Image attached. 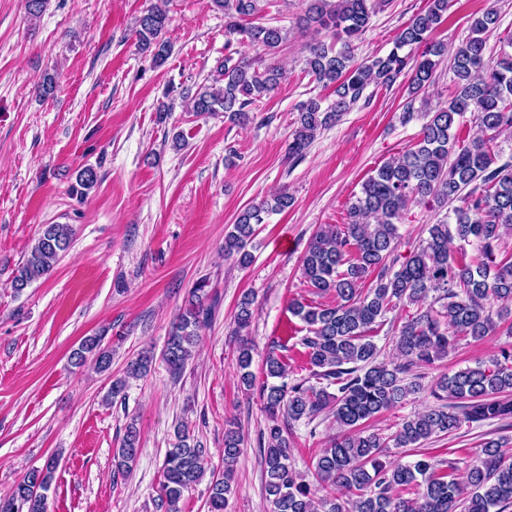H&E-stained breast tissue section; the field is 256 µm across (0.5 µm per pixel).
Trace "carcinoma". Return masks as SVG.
<instances>
[{"label":"carcinoma","mask_w":512,"mask_h":512,"mask_svg":"<svg viewBox=\"0 0 512 512\" xmlns=\"http://www.w3.org/2000/svg\"><path fill=\"white\" fill-rule=\"evenodd\" d=\"M224 10V33L243 47L263 48L270 56L288 41L281 26L261 21L262 0H212ZM449 0H429L428 9L414 16L398 34L387 55L358 62L353 43L366 30L375 11L369 0H306L301 28L316 37L305 46V71L334 99L310 97L298 106L297 128L288 152L300 157L316 133L351 111L371 86H390L410 72L411 93L425 92L435 82L443 59L452 56L456 91L448 104L425 113L417 143L370 175L348 208L347 223L327 224L310 241L302 259V276L314 293L332 295L333 305L295 302L294 315L308 327L301 345L309 377L288 380V371L276 348L265 357L266 379L256 384L250 371L252 347H237L240 383L257 390L268 419L264 458L266 492L271 512H506L512 506V450L504 441L487 439L481 454L466 466L443 465L425 453L406 463L387 461L390 448H417L434 436H450L465 424L506 422L512 419V348L501 347L474 366L440 379L430 396L433 403L404 419L389 434L369 431V422L402 404L422 389L417 369L448 355L458 340L482 341L512 316V161L497 164L496 141L512 138V37L496 59H486L487 37L499 26L497 11L476 17L469 35L453 53L448 46L429 41L431 32L448 13ZM167 10L152 7L136 21L139 47L151 53L152 64L165 63L170 46L160 38ZM285 79L281 67L258 65L244 57L224 56L218 76L191 96V111L222 112L233 123L250 121L252 106L274 92ZM472 113L479 136L457 147L455 125ZM97 181L92 167L83 169L71 186L79 199ZM448 206L451 216L429 225L422 239L404 259L396 254L398 223L404 211L428 199ZM292 203L283 191L253 204L224 235V255L237 265L252 262L248 250L265 216ZM67 224H46L12 287L20 292L50 274L72 242ZM478 256L466 261L467 247ZM371 285H366L367 279ZM201 279L189 291L162 352L173 376L186 369L199 332L215 315V306ZM440 307H435V304ZM414 306L396 336L398 357L379 359L369 332L395 308ZM255 312L253 295L239 300L234 321L237 331L248 328ZM72 365H92L99 373L112 368V346L105 335L85 337L70 356ZM154 355L149 351L127 362L123 376L112 379L107 396L125 395L128 382L147 375ZM336 387L331 394L328 388ZM326 412L338 432L312 460L317 480L339 487L342 498L319 500L291 465L288 439L283 432L303 419ZM176 441L161 466L159 502L165 512H181L185 494L202 481L207 470L204 447L188 427L178 425ZM140 438L134 424L126 427L113 454L119 473L132 470ZM243 440L235 424L224 430V472L212 477L208 512H224L235 495L234 465ZM59 458L31 470L0 500V512H46L48 492ZM413 492L406 498L404 493Z\"/></svg>","instance_id":"cac0c4a2"}]
</instances>
